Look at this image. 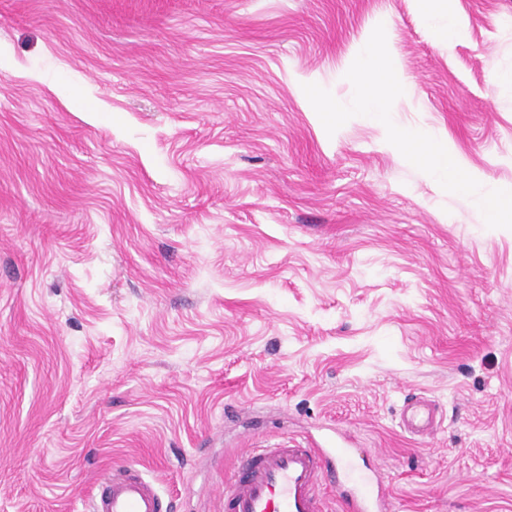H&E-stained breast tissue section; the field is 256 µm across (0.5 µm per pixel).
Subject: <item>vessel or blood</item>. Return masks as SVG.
I'll return each instance as SVG.
<instances>
[{
    "label": "vessel or blood",
    "instance_id": "1",
    "mask_svg": "<svg viewBox=\"0 0 512 512\" xmlns=\"http://www.w3.org/2000/svg\"><path fill=\"white\" fill-rule=\"evenodd\" d=\"M435 410L426 403L408 406L402 426L410 436L429 430ZM333 479L345 512H390L391 503L381 473L357 462L356 449L321 448L309 443L274 448H247L225 478L224 512H328L321 493ZM162 497L140 468L113 469L100 484L92 512H162Z\"/></svg>",
    "mask_w": 512,
    "mask_h": 512
}]
</instances>
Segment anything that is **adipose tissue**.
Returning a JSON list of instances; mask_svg holds the SVG:
<instances>
[{
	"label": "adipose tissue",
	"mask_w": 512,
	"mask_h": 512,
	"mask_svg": "<svg viewBox=\"0 0 512 512\" xmlns=\"http://www.w3.org/2000/svg\"><path fill=\"white\" fill-rule=\"evenodd\" d=\"M397 60L393 56L379 57L375 44H367L361 51L358 66L347 69L343 77L355 90L358 103L369 104L379 121L389 122L388 89L385 74H399ZM404 143L411 146V159L431 175L438 178L452 177L460 186L474 182L475 176L457 162L447 140L415 139L407 135Z\"/></svg>",
	"instance_id": "obj_1"
}]
</instances>
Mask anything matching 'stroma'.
I'll list each match as a JSON object with an SVG mask.
<instances>
[{
	"label": "stroma",
	"mask_w": 512,
	"mask_h": 512,
	"mask_svg": "<svg viewBox=\"0 0 512 512\" xmlns=\"http://www.w3.org/2000/svg\"><path fill=\"white\" fill-rule=\"evenodd\" d=\"M448 8L439 43L426 0H0V512L127 463L224 512L242 448L336 430L393 512H512V224L386 143L512 184V0ZM460 31L457 17L450 12L444 15L442 22H437L431 26V34L437 42H450L460 34ZM384 73L395 74L401 86H406L407 80L400 72L397 60L388 55L380 59L374 43L367 44L361 51L359 67L347 69L343 77L355 90L357 102L370 105L378 120L389 123L390 109L388 107V89ZM403 142L410 144L411 159L437 178H448V175L460 186L467 188L478 178L461 163L457 162L447 139H421L404 135ZM435 421V410L427 403L418 402L408 406L402 416V426L410 436H419L429 430Z\"/></svg>",
	"instance_id": "obj_1"
}]
</instances>
